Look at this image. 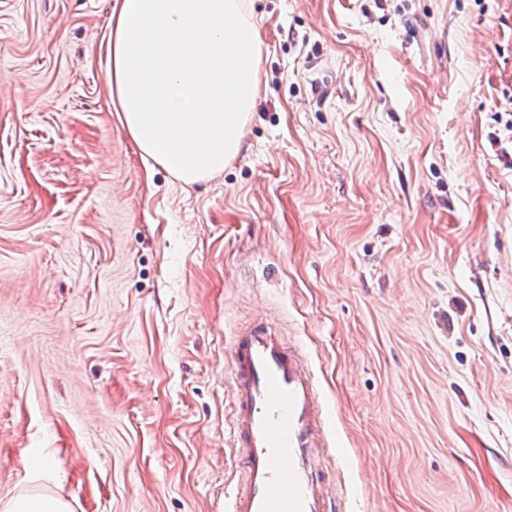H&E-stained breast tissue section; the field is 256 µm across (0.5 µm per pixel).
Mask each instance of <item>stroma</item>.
<instances>
[{
	"mask_svg": "<svg viewBox=\"0 0 512 512\" xmlns=\"http://www.w3.org/2000/svg\"><path fill=\"white\" fill-rule=\"evenodd\" d=\"M248 2L254 118L185 186L112 106L116 0H0V496L224 512L266 314L341 512H512V0Z\"/></svg>",
	"mask_w": 512,
	"mask_h": 512,
	"instance_id": "1",
	"label": "stroma"
}]
</instances>
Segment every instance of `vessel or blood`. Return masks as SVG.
I'll use <instances>...</instances> for the list:
<instances>
[{
    "instance_id": "b4317fda",
    "label": "vessel or blood",
    "mask_w": 512,
    "mask_h": 512,
    "mask_svg": "<svg viewBox=\"0 0 512 512\" xmlns=\"http://www.w3.org/2000/svg\"><path fill=\"white\" fill-rule=\"evenodd\" d=\"M233 445L241 481L225 512H336L332 451L313 371L278 327L254 318L231 342Z\"/></svg>"
}]
</instances>
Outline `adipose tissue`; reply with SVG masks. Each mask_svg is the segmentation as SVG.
<instances>
[{
	"instance_id": "ef3b65f1",
	"label": "adipose tissue",
	"mask_w": 512,
	"mask_h": 512,
	"mask_svg": "<svg viewBox=\"0 0 512 512\" xmlns=\"http://www.w3.org/2000/svg\"><path fill=\"white\" fill-rule=\"evenodd\" d=\"M109 83L140 149L187 185L223 172L241 150L259 94L262 44L247 0H117ZM0 512H72L61 494L28 486Z\"/></svg>"
}]
</instances>
